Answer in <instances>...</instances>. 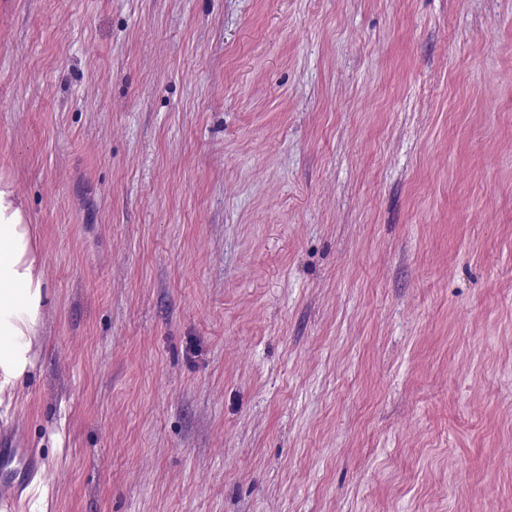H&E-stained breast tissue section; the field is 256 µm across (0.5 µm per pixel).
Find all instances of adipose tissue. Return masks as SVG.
Returning a JSON list of instances; mask_svg holds the SVG:
<instances>
[{"mask_svg":"<svg viewBox=\"0 0 512 512\" xmlns=\"http://www.w3.org/2000/svg\"><path fill=\"white\" fill-rule=\"evenodd\" d=\"M46 302L35 229L9 177L0 174V399L33 366Z\"/></svg>","mask_w":512,"mask_h":512,"instance_id":"1","label":"adipose tissue"}]
</instances>
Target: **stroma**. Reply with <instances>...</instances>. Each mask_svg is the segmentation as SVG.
<instances>
[{
	"label": "stroma",
	"mask_w": 512,
	"mask_h": 512,
	"mask_svg": "<svg viewBox=\"0 0 512 512\" xmlns=\"http://www.w3.org/2000/svg\"><path fill=\"white\" fill-rule=\"evenodd\" d=\"M0 173V512H512V0H0ZM46 302L38 237L13 183L0 174V406L33 367ZM26 448H0V470L1 462L3 467V476L0 475V495L2 497L9 496L12 492H18L24 486L25 481H20L21 473L16 475L10 469V465L14 460L16 453Z\"/></svg>",
	"instance_id": "1"
}]
</instances>
